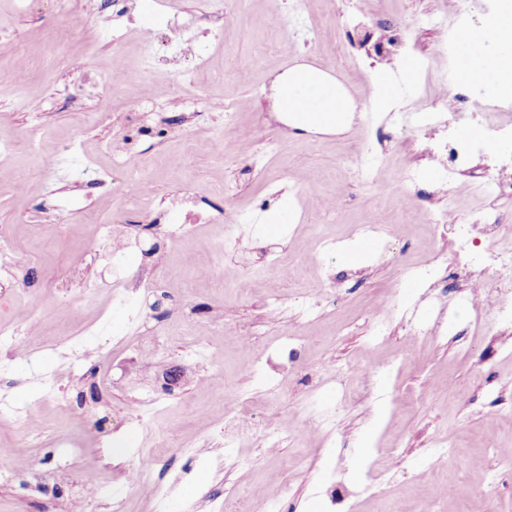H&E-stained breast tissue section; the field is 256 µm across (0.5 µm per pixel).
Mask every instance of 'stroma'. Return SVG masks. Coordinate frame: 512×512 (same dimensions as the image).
Returning a JSON list of instances; mask_svg holds the SVG:
<instances>
[{"label":"stroma","instance_id":"1","mask_svg":"<svg viewBox=\"0 0 512 512\" xmlns=\"http://www.w3.org/2000/svg\"><path fill=\"white\" fill-rule=\"evenodd\" d=\"M133 3L132 25L100 0H72L85 20L75 28L56 0H38L31 11L0 0V141L12 145L0 157V230L10 234L15 252L26 253L17 277L32 285L28 292H0V323L23 322L37 294L83 298L82 314L72 322L42 311L30 336L43 350L38 363H13L12 388H0V397L26 417L21 428L0 421V512H43L48 504L54 512H111L109 502L90 505L80 496L86 456L98 457L127 512H153V500L134 480L156 453L153 429L167 424L199 453L175 464L173 502L182 510L218 484L246 512H264L262 492L275 472L289 488L280 512H422L429 501L435 512H512V466L486 443L492 432L500 447L512 448V326L496 323L488 306L456 321V306L441 285L425 280L415 287L398 277L400 264L435 258L445 264L455 250L450 236L402 223L410 200L448 210L452 222L494 213L501 228L487 248L512 244V195L494 189L485 160L444 176L430 164L424 131L396 121L456 93V68L435 58L434 48L454 40L463 24L482 21L481 6L463 22L446 0H363L354 20L350 0H178L170 25L145 35L139 27L151 21L155 0ZM219 12L224 28L214 33L210 18ZM257 14L270 21L255 33L250 20ZM317 30L324 33L318 41ZM120 34L125 66L147 78L137 106L121 90H102L112 78V42ZM397 37L420 68L404 76L399 108L375 112L368 87ZM300 61L345 83L356 105L349 130L293 135L278 119L272 81ZM188 71L206 89L208 111H186L179 85ZM228 102L253 142L244 159L231 142L222 160L199 148L223 127ZM136 107L160 113L162 124L138 133L131 121ZM118 152L138 154L139 168L114 165ZM354 153L377 167L373 182L342 167ZM383 156L390 165L382 169ZM394 163L417 170V183L393 184ZM89 171L111 179V189L87 188ZM21 176L23 193L16 189ZM143 179L151 181L152 194L140 200L131 189ZM196 181L209 191L204 210L235 213L236 221L227 228L190 225L185 241L168 247L161 225L146 218ZM329 196L338 200L331 213L324 210ZM278 209L293 221L268 233L266 221ZM370 210L390 222V235L376 239L358 265H340L332 250L299 262L321 234L340 244L369 237ZM110 221L134 243L142 269L161 272L169 288L188 292L165 320L147 324L166 341L164 364L131 348L129 337L144 324L130 321L129 304L104 291L82 294L87 283L112 281L118 272L119 255L94 249L98 225ZM219 246L224 266L215 270L202 258ZM241 275L255 279V287L239 292ZM311 294L316 304L301 309L298 297ZM91 323L112 359L103 362L93 345L79 369L67 371L50 346ZM378 323L384 331L377 339ZM195 330L209 334L213 368L187 360L183 341ZM290 330L302 333V347L280 373L278 346ZM355 362L374 363L378 372L361 400L344 404L342 388L358 384L348 370ZM54 370L63 399L40 400L37 377ZM151 392L163 394L164 407L146 426L136 406ZM226 394L255 426L236 448L224 445V423L233 412L224 407ZM315 394L334 409L336 432L311 441L303 427ZM67 408L85 432L77 448L63 450L55 440ZM23 431L41 435L42 444L15 461L7 450ZM269 431L278 433L276 445H268ZM447 442L453 456L435 454ZM216 456L224 460L219 471L208 464ZM373 469L379 473L374 492L368 488ZM489 481L495 491L487 499L477 488ZM332 483L346 495L326 496Z\"/></svg>","mask_w":512,"mask_h":512}]
</instances>
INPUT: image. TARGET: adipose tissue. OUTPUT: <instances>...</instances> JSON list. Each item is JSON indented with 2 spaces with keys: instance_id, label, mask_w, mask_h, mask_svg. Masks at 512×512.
<instances>
[{
  "instance_id": "adipose-tissue-1",
  "label": "adipose tissue",
  "mask_w": 512,
  "mask_h": 512,
  "mask_svg": "<svg viewBox=\"0 0 512 512\" xmlns=\"http://www.w3.org/2000/svg\"><path fill=\"white\" fill-rule=\"evenodd\" d=\"M458 74L475 85L493 83L512 74V0H504L489 20L456 35ZM277 112L292 128L330 133L347 129L355 104L343 84L327 73L299 65L272 82Z\"/></svg>"
}]
</instances>
